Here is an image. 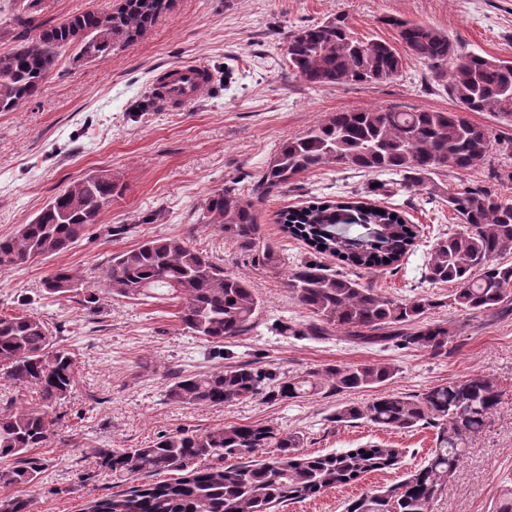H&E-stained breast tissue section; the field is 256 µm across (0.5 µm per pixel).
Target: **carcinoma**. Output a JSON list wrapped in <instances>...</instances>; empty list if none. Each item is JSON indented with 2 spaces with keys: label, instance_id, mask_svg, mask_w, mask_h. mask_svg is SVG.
I'll return each mask as SVG.
<instances>
[{
  "label": "carcinoma",
  "instance_id": "1",
  "mask_svg": "<svg viewBox=\"0 0 512 512\" xmlns=\"http://www.w3.org/2000/svg\"><path fill=\"white\" fill-rule=\"evenodd\" d=\"M44 0H13V46L0 52V112H14L34 100L53 72L62 50L78 59H96L119 45L137 42L175 0H118L109 10H87L50 25L42 18ZM404 52L381 39L355 35L344 16L302 27L288 36V65L313 87L370 84L399 75L405 57L429 65L448 78L452 111L375 107L333 112L304 135L282 141L244 196L226 185L210 195L197 221L224 237L254 247L259 240L256 206L282 192L299 175L327 163L403 177L408 190H436L430 176L450 167L470 171L493 152L512 157V136H498L473 123L465 112H489L512 127V106L503 91L512 87V60L461 54L447 35L430 26L390 18ZM112 173L95 170L52 198L18 233L0 239V268L32 262L68 249L96 224L112 204ZM458 230L440 238L427 264L428 279L456 285L452 304L471 313L496 308L512 297V264L494 259L512 250V202L478 186L448 195ZM384 213H379V210ZM283 230L318 253L371 269L394 264L414 245L417 228L396 209L374 202H317L282 216ZM359 226L362 246L354 249L350 228ZM78 275L58 267L43 281V291L60 297L78 288ZM100 293L128 300L156 299L179 307V320L193 335L222 343L254 328L261 305L250 282L224 271L208 254L178 237L149 239L112 254L99 282ZM293 298L309 311L316 335L336 326L361 342L395 341L441 353L452 333L448 324H419L433 306L428 301L402 303L344 274L305 263L288 276ZM0 369L18 385L34 388L51 405L67 397L76 381L70 352L52 343L40 318L25 310L0 313ZM394 368L383 362L329 365L297 377L266 375L244 363L215 373L178 377L167 397L186 405L222 406L264 394L268 399L331 397L382 386ZM500 400L483 376L452 380L416 396L382 393L358 406L336 409L339 422L364 420L377 428L436 429L435 448L426 463L384 491L351 499L344 512H431L432 505L459 465L469 436L479 432ZM52 422L45 414L0 406V487L31 485L39 463L28 453L42 447ZM300 438L268 426L234 424L196 434L162 436L143 448H93L96 466L117 478H147L177 473L171 481L143 483L95 498L86 512H271L289 501L347 485L361 476L392 469L399 448L302 454ZM260 448L273 449L262 463L248 460ZM237 458L231 465L196 464ZM27 497H0V512H31Z\"/></svg>",
  "mask_w": 512,
  "mask_h": 512
}]
</instances>
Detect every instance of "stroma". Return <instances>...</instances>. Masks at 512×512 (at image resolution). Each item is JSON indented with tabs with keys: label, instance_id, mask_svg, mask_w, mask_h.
<instances>
[{
	"label": "stroma",
	"instance_id": "1",
	"mask_svg": "<svg viewBox=\"0 0 512 512\" xmlns=\"http://www.w3.org/2000/svg\"><path fill=\"white\" fill-rule=\"evenodd\" d=\"M347 15L364 38L394 43L391 16L445 33L462 53L512 59V0H177L135 44L104 57L76 59L62 51L42 93L14 112H0V238L14 235L68 185L92 170H108L117 184L111 206L67 250L13 268H0V312L27 305L47 322L54 342L72 354L76 384L64 400L45 406L33 389L0 377V399L44 410L52 423L31 457L41 465L37 484L17 487L35 512H82L86 503L115 492L118 479L99 470L94 448H140L177 432H201L240 423L266 425L301 437L303 452L326 454L377 445L401 449L396 468L276 512H343L349 499L400 481L435 446V432L391 431L365 421L336 422L338 407L374 398L376 389L294 400L256 397L221 407L179 404L166 391L176 377L249 363L268 373L297 376L327 365L386 362L396 368L387 391L414 396L475 375L489 378L500 403L484 429L469 437L465 455L433 512H496L512 488V308L470 314L449 304L448 283L428 280L435 242L457 224L445 194L484 186L512 200V182L498 179V155L476 170L436 175L438 195L404 191L398 176L328 163L304 173L277 198L259 205L260 244L246 250L196 210L228 184L248 192L278 145L303 135L328 113L373 107L454 109L445 82L427 64L407 60L394 79L312 88L288 66V36L304 25ZM184 62L213 74L208 94L185 111L153 102L155 76ZM363 198L398 209L420 228L396 268L356 269L313 252L281 230L279 214L319 200ZM125 227L116 236L115 227ZM181 237L225 271L246 276L261 303L252 331L211 343L178 321L177 309L156 300L105 297L88 309L112 253L149 238ZM281 256L267 265L265 247ZM340 272L399 300L425 298L428 323L448 321L454 337L435 354L392 343L362 345L327 327L305 335L310 314L291 296L287 276L307 262ZM76 271L80 284L47 297L42 282L56 267Z\"/></svg>",
	"mask_w": 512,
	"mask_h": 512
}]
</instances>
